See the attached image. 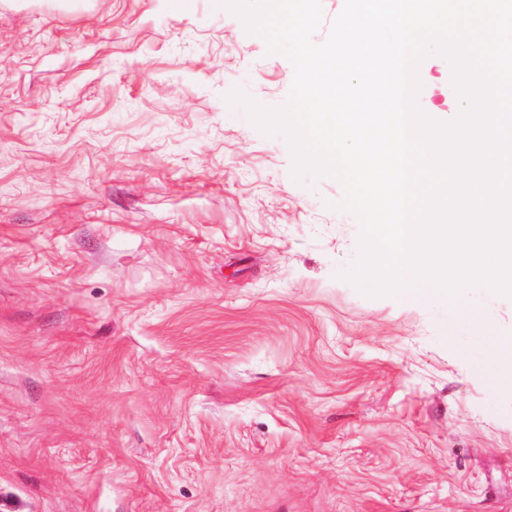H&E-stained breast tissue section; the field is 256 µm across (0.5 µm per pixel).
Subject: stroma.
Here are the masks:
<instances>
[{
	"label": "stroma",
	"mask_w": 512,
	"mask_h": 512,
	"mask_svg": "<svg viewBox=\"0 0 512 512\" xmlns=\"http://www.w3.org/2000/svg\"><path fill=\"white\" fill-rule=\"evenodd\" d=\"M293 79L220 0H0V512H512V297L345 279L341 184L227 101ZM490 351L496 364L505 372L510 373L509 386L512 385V336H492Z\"/></svg>",
	"instance_id": "35a3bbf8"
}]
</instances>
